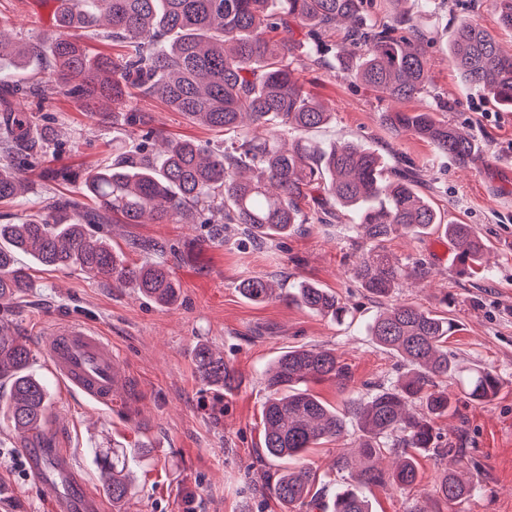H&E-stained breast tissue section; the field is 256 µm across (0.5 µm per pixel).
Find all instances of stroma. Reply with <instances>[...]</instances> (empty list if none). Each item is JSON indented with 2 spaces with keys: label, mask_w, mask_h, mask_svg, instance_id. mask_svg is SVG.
Returning a JSON list of instances; mask_svg holds the SVG:
<instances>
[{
  "label": "stroma",
  "mask_w": 512,
  "mask_h": 512,
  "mask_svg": "<svg viewBox=\"0 0 512 512\" xmlns=\"http://www.w3.org/2000/svg\"><path fill=\"white\" fill-rule=\"evenodd\" d=\"M57 0H0V25L24 40L38 41L50 30ZM472 15L512 50V32L503 29L491 0H432L421 16L432 42L427 49L432 86L427 95L394 102L380 100L343 69L304 71L306 89L329 104L332 121L312 131L314 139L353 140L375 149L385 164L405 156L428 183L426 197L449 221L472 225L490 248L485 270L472 274L454 244L440 233L416 238L402 231L386 243L404 262L424 264L427 275L411 279L399 300L453 318L458 330L448 341L451 358L492 367L501 379L497 396L487 402L459 399L454 411L437 419L441 438L464 449L487 490L464 504L448 506L434 489L439 465L433 454L419 455L422 478L413 489L367 486L363 494L373 512H512V108L462 91L448 57L453 17ZM445 102L442 117L468 130L483 148L467 164L438 155L412 134H396L380 122L383 111L418 112ZM20 107L42 122L64 130L58 165L80 173L112 152L125 137L122 121L97 124L84 98L56 96L48 106L24 97ZM135 112L171 137L218 143V133L191 124L157 99L135 101ZM112 245L126 262L143 255L136 239L176 245L169 257L180 299L170 308L155 305L128 289H118L70 271L33 267L32 286L13 305L16 331L30 342L56 323L80 319L108 336L126 372L121 402L112 412L97 411L81 396L53 381L44 357L34 368L51 379L47 432L56 447L69 449L91 492L99 478L91 449L116 445L137 452L138 490L128 512H280L262 496L255 453L262 443L261 410L267 391L263 366L294 346L335 349L349 365L351 391L368 393L374 382L395 380V356L379 348L364 331L381 308L355 280L352 270L362 251L343 227L311 225L301 234L258 244L232 236L224 245L210 242L197 224H116ZM249 275L272 276L291 284L307 280L334 291L355 311L352 323L339 325L280 301L255 304L237 287ZM206 342L230 361L239 375L229 393L208 388L198 378L192 353ZM0 396V512H53L51 495L32 475L13 468L16 436L3 418Z\"/></svg>",
  "instance_id": "stroma-1"
}]
</instances>
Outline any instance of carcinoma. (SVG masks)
Segmentation results:
<instances>
[{
    "instance_id": "1",
    "label": "carcinoma",
    "mask_w": 512,
    "mask_h": 512,
    "mask_svg": "<svg viewBox=\"0 0 512 512\" xmlns=\"http://www.w3.org/2000/svg\"><path fill=\"white\" fill-rule=\"evenodd\" d=\"M406 0H60L55 30L38 42H24L0 27V66H18L47 54L41 79L22 91L42 103L61 92L96 97L92 117L106 123L111 111L129 107L131 98L162 100L194 124L224 132V145L165 140L156 152L158 129L130 113L128 140L137 145L112 149V161L89 169L83 196H51L17 220L0 224V311L31 287L28 267L18 256L61 271H78L114 288H129L162 308L179 299V285L168 263L153 257L156 243L135 240L147 259L130 265L112 250L110 224H204L211 238L224 242L234 224L254 242L286 237L304 224L332 226L338 212L353 215L347 236L362 250L354 268L360 287L377 299L389 298L421 264L393 259L383 242L398 228L420 238L440 232L453 241L470 267L482 265L488 243L470 224L445 220L419 190L423 180L411 166L383 165L380 156L352 141L324 149L308 132L328 124L333 113L297 77L304 69L329 70L332 59L370 87L378 98L400 101L427 92L429 37L416 10H400ZM502 27L512 29V0H492ZM345 20L335 41L336 26ZM122 48L114 56H89L85 39L100 27ZM448 52L467 91L502 107H512V51L506 50L471 16L453 28ZM16 92L0 87V205L26 203L30 182L20 159L48 153L58 130L46 125L31 135L34 115L19 110ZM384 126L411 133L435 151L461 164L478 150L473 134L439 117L437 110L384 112ZM255 303L281 300L342 323L347 305L319 285L299 281L291 287L264 276L239 284ZM457 324L416 305L391 304L367 324V335L399 359L404 372L379 383L368 396H349L340 409L312 394V383L332 382L341 391L351 380L349 365L336 350L290 347L262 370L268 396L262 407L263 448L256 462L300 459L310 448L344 436L348 425L360 435L352 452L339 450L334 470L347 473L329 502L316 487V473L302 463L264 471L262 492L283 512H372L357 487L412 488L419 476L416 456L432 452L451 459L436 478V493L456 505L482 487L460 450L438 443L436 419L448 415L457 394L487 401L500 388L490 367L463 366L448 356V339ZM200 380L231 392L236 369L208 343L193 350ZM34 353L24 336L0 325V386H9L8 419L26 437L47 423L51 389L33 369ZM459 389L454 393L451 387ZM103 490L115 512L135 495V464L123 448L91 449ZM384 455L397 457L385 470Z\"/></svg>"
}]
</instances>
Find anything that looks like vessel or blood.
<instances>
[{
	"instance_id": "1",
	"label": "vessel or blood",
	"mask_w": 512,
	"mask_h": 512,
	"mask_svg": "<svg viewBox=\"0 0 512 512\" xmlns=\"http://www.w3.org/2000/svg\"><path fill=\"white\" fill-rule=\"evenodd\" d=\"M41 349L61 384L104 409H111L122 364L111 342L84 322L71 320L56 327ZM22 454L43 487L55 494L57 512H102L78 476L69 452L50 443L31 444Z\"/></svg>"
}]
</instances>
